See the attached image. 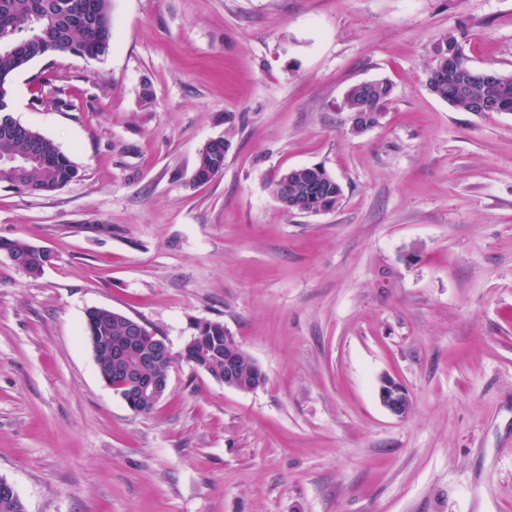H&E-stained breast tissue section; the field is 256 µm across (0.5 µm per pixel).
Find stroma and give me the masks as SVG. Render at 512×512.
Masks as SVG:
<instances>
[{
	"instance_id": "stroma-1",
	"label": "stroma",
	"mask_w": 512,
	"mask_h": 512,
	"mask_svg": "<svg viewBox=\"0 0 512 512\" xmlns=\"http://www.w3.org/2000/svg\"><path fill=\"white\" fill-rule=\"evenodd\" d=\"M461 28L512 75V0H112L108 54L15 73L14 117L79 169L0 184V238L53 254L32 277L0 252V478L27 512H512V112L427 89ZM382 78L352 134L347 91ZM314 165L339 207H282L271 182ZM94 307L176 355L152 414L101 379ZM215 320L257 390L181 360ZM370 92L372 97V110L370 101L363 99V101L359 104L356 112L352 109V105L354 102L358 101V99L363 96L365 93ZM391 86L387 87L378 86L368 89L367 87L356 84L352 86L343 101V108L346 112H350V128L351 131L355 134L363 133L370 128L376 126L383 115L378 114L376 112H385L387 101L391 97ZM228 149L227 142L222 138L203 147L198 154L194 170V180L207 183L224 169V158ZM382 406L396 417H404L409 410L410 401L405 387L392 378H384L378 391Z\"/></svg>"
}]
</instances>
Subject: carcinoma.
<instances>
[{"label": "carcinoma", "instance_id": "cac0c4a2", "mask_svg": "<svg viewBox=\"0 0 512 512\" xmlns=\"http://www.w3.org/2000/svg\"><path fill=\"white\" fill-rule=\"evenodd\" d=\"M112 0H0V85L7 88L11 77L33 60L52 54L78 57H101L111 47ZM453 52L455 65L448 70V52ZM433 65L426 77L433 82L430 91L449 105L465 112L476 111L484 99H494L499 112H512V75L498 80L493 86L472 81L473 67L464 56L458 37L450 34L447 47L434 50ZM372 97V110L385 111L391 88L378 86L368 89L356 84L343 101L345 111H352L354 102L364 94ZM11 135L0 136V155L20 153L28 142L38 146L34 162L24 171L0 167V183L21 185L36 193H50L63 187L78 175L74 162L58 145L42 134L22 125L10 127ZM228 149L225 140H216L198 154L194 180L207 183L224 169ZM296 181L289 184L279 177L270 184L275 197L288 194L296 198V206L309 207V198L328 209H335L341 197L336 195V178L324 167H301L295 170ZM23 259L25 272L38 277L45 268L44 257L35 252L34 244L14 239L0 241ZM92 319L96 343H114L124 335V314L108 308L87 311ZM186 361H195L196 368L211 379L224 381V324L207 321L196 328L182 353Z\"/></svg>", "mask_w": 512, "mask_h": 512}]
</instances>
